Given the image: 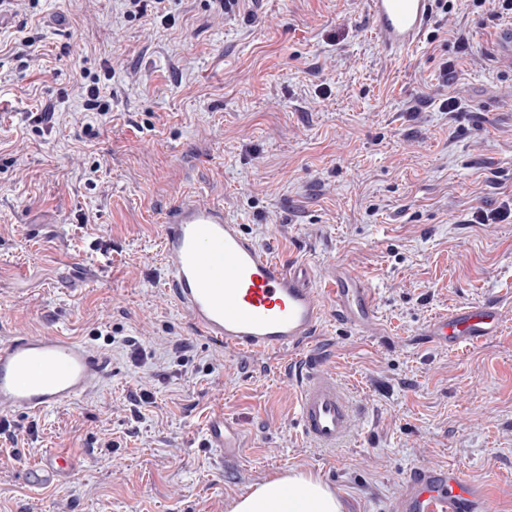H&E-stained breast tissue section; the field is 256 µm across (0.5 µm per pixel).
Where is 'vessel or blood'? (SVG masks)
Returning <instances> with one entry per match:
<instances>
[{
	"label": "vessel or blood",
	"mask_w": 512,
	"mask_h": 512,
	"mask_svg": "<svg viewBox=\"0 0 512 512\" xmlns=\"http://www.w3.org/2000/svg\"><path fill=\"white\" fill-rule=\"evenodd\" d=\"M438 0H368L379 47L402 55L423 46ZM499 59L512 65V21L493 32ZM163 262L169 290L192 326L210 342L251 358L273 351L296 353L297 373L288 389L296 421L316 447L336 449L354 421L349 397L325 356L310 351L326 311L362 332L379 330L376 298L360 276L330 265L319 273L272 255L233 223L223 207L190 197L164 213ZM499 320L494 304L465 305L431 318L424 334L443 347L475 344L493 335ZM112 376V360L90 343L70 336L18 332L0 339V411L40 415L75 404ZM206 447L220 464L244 460L238 427L223 415L205 425ZM70 468L68 458L50 453L27 466L34 488L56 484ZM466 464L418 465L402 482L391 512H490V493L466 476Z\"/></svg>",
	"instance_id": "b4317fda"
}]
</instances>
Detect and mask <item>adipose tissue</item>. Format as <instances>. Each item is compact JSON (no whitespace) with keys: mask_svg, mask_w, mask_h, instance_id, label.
<instances>
[{"mask_svg":"<svg viewBox=\"0 0 512 512\" xmlns=\"http://www.w3.org/2000/svg\"><path fill=\"white\" fill-rule=\"evenodd\" d=\"M232 512H342V504L321 479L292 471L270 478L236 499Z\"/></svg>","mask_w":512,"mask_h":512,"instance_id":"obj_1","label":"adipose tissue"}]
</instances>
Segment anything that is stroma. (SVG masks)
Returning a JSON list of instances; mask_svg holds the SVG:
<instances>
[{
  "label": "stroma",
  "instance_id": "obj_1",
  "mask_svg": "<svg viewBox=\"0 0 512 512\" xmlns=\"http://www.w3.org/2000/svg\"><path fill=\"white\" fill-rule=\"evenodd\" d=\"M450 5L405 56L375 44L366 0H169L168 23L125 0L0 11V337L88 340L115 366L77 405L0 412V512H231L291 469L342 512H390L399 474L460 461L512 512V223L470 221L512 197V68L489 50L499 7ZM92 83L110 112L85 110ZM185 195L373 289L377 335L330 311L315 340L358 410L342 447L300 435L293 356L214 345L175 302L162 216ZM486 301L493 336L424 343L429 319ZM216 414L242 430L240 465L204 445ZM49 452L71 470L29 487Z\"/></svg>",
  "mask_w": 512,
  "mask_h": 512
}]
</instances>
